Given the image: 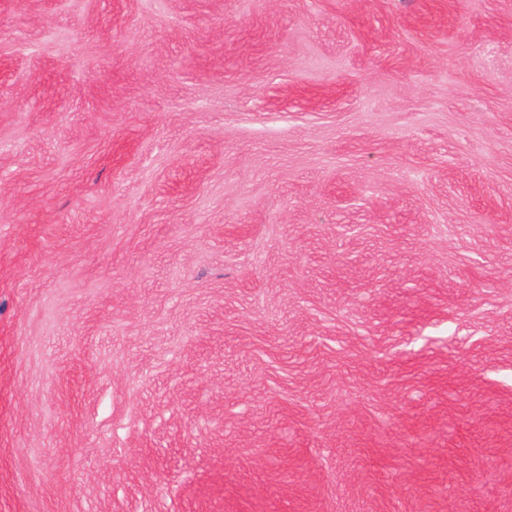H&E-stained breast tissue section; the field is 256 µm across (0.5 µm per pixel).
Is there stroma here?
<instances>
[{
	"label": "stroma",
	"instance_id": "1",
	"mask_svg": "<svg viewBox=\"0 0 512 512\" xmlns=\"http://www.w3.org/2000/svg\"><path fill=\"white\" fill-rule=\"evenodd\" d=\"M0 512H512V0H0Z\"/></svg>",
	"mask_w": 512,
	"mask_h": 512
}]
</instances>
